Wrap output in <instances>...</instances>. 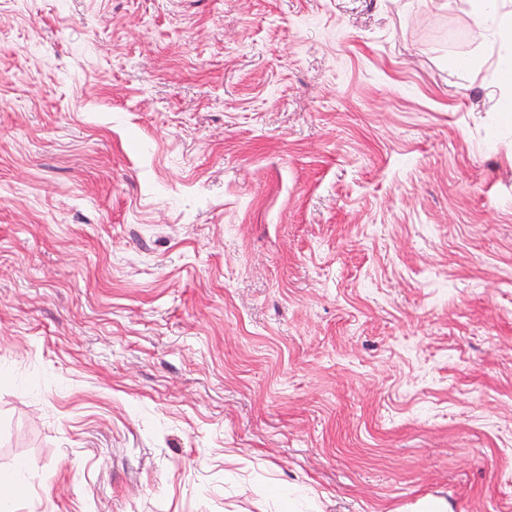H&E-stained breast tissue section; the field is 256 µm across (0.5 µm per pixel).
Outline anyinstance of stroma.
I'll list each match as a JSON object with an SVG mask.
<instances>
[{"label": "stroma", "mask_w": 512, "mask_h": 512, "mask_svg": "<svg viewBox=\"0 0 512 512\" xmlns=\"http://www.w3.org/2000/svg\"><path fill=\"white\" fill-rule=\"evenodd\" d=\"M510 12L0 0V512H512Z\"/></svg>", "instance_id": "obj_1"}]
</instances>
